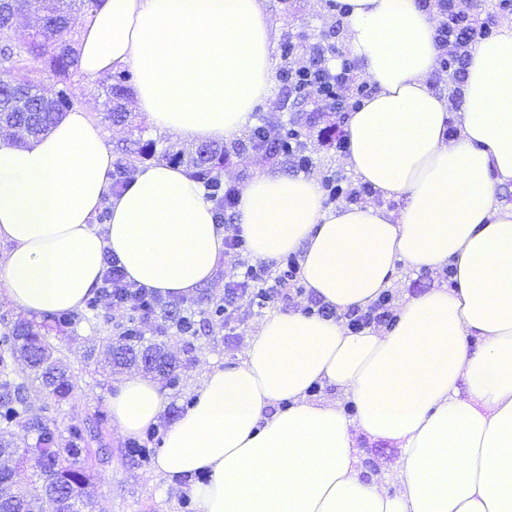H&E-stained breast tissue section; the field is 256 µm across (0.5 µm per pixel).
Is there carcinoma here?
Masks as SVG:
<instances>
[{
	"mask_svg": "<svg viewBox=\"0 0 512 512\" xmlns=\"http://www.w3.org/2000/svg\"><path fill=\"white\" fill-rule=\"evenodd\" d=\"M98 0H62L48 11H43L41 0H0V104L5 114L4 122L18 133L16 143L23 145L32 137L47 132L64 112L70 108L71 94L67 80L78 68L76 49L67 38L70 16L87 13L96 7ZM42 13L38 29L23 37L16 34L13 16L21 11ZM38 63L62 85L55 97L43 96L37 85L20 73L31 63ZM132 75L123 70L110 74L101 83L107 113L105 119L114 121L126 117L123 101L131 91ZM294 133L273 137L264 125L252 128L249 140L254 147L268 150L274 155H288V139ZM158 141L144 135L122 148L127 160H148L155 156ZM231 151L222 144H204L185 156L173 155L178 162H186L210 197L224 198L221 172ZM139 312L140 325L125 328L112 347L111 363L119 368H136L150 373L174 388L177 384L176 365L161 345L145 344L143 327L163 333L170 327L177 328L190 337L197 335L193 315L181 312L178 307L160 306L149 298L133 304ZM90 320L109 322L100 313L95 299L88 300L86 308L61 311L45 316L42 327L59 334L74 329ZM25 359L29 373L13 378L12 363L15 358ZM39 384L54 398H65L74 389L72 374L57 357L56 350L47 339L40 336L35 325L18 321L0 338V426L26 419L37 432L36 442H0V512H35L36 504L47 491L52 492L56 512H83L88 506L93 485L92 466L89 465L95 438L94 428L70 426L60 431L40 415L31 411L27 394L33 384ZM34 462L29 481L19 485L13 480L16 468Z\"/></svg>",
	"mask_w": 512,
	"mask_h": 512,
	"instance_id": "carcinoma-1",
	"label": "carcinoma"
}]
</instances>
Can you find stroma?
I'll return each mask as SVG.
<instances>
[{
  "mask_svg": "<svg viewBox=\"0 0 512 512\" xmlns=\"http://www.w3.org/2000/svg\"><path fill=\"white\" fill-rule=\"evenodd\" d=\"M274 28L272 54L273 71L281 73L291 66L309 64L317 51H324L331 66H339L350 57L347 31L343 19L336 15L330 0H262ZM128 119L123 123L106 124V144L109 149L126 145L139 133L158 139V151L170 153L183 149L182 141L149 125L143 113L137 112L133 100H126ZM255 123L264 124L271 133H279L290 125L301 134L306 152L313 161L308 178L321 181L323 175L334 172L348 181L356 176L344 153L325 142L328 127H342L345 115L333 110L330 103L316 98L294 101L281 80H274L270 95L260 103L253 114ZM238 151L232 152L224 166L228 174L225 187L240 188L255 172L275 168L286 174L294 169L284 157L273 158L249 144L247 135H239ZM445 271H416L404 263H397L393 274L391 294L394 301L405 296L419 295L446 284ZM311 296L295 285H287L281 296L265 307L241 298L235 304L236 329L227 336L220 318L205 320L197 338H189L169 329L157 336L169 356L177 364L180 385L167 390V405L150 430L136 436H121L108 420L107 399L115 385L125 377L124 372L110 369L107 364L116 335L103 326L82 325L76 331L63 335H49L59 355L74 376L75 388L71 396L55 400L45 392L33 388L28 393L34 411L55 422L57 426L99 424L100 433L95 441L102 455L94 456V503L92 512H183L182 502L187 496V478L171 480L154 471L153 461L130 462L127 451L132 442L147 448L159 447L164 433L185 412L194 389L200 384L207 367L225 361L239 360L248 340L272 314L288 310H307ZM361 477L375 479L388 491H395L394 478L400 456L397 446L386 440L360 439Z\"/></svg>",
  "mask_w": 512,
  "mask_h": 512,
  "instance_id": "35a3bbf8",
  "label": "stroma"
}]
</instances>
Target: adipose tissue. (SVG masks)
<instances>
[{
  "instance_id": "obj_1",
  "label": "adipose tissue",
  "mask_w": 512,
  "mask_h": 512,
  "mask_svg": "<svg viewBox=\"0 0 512 512\" xmlns=\"http://www.w3.org/2000/svg\"><path fill=\"white\" fill-rule=\"evenodd\" d=\"M336 5L374 87L344 121L349 163L405 205L327 207L314 180L262 172L242 184L236 222L254 258L298 254L306 290L340 314L387 291L399 261L452 267V284L407 298L386 330L271 315L241 361L205 373L155 471L190 477L198 512H512V203L499 197L512 183V26L474 43L453 116L428 83L434 12ZM77 40L87 79L129 70L137 111L186 142L239 135L273 80L261 0H100ZM112 168L84 107L23 145L0 134V293L27 315L81 308L108 252L166 298L194 295L223 264L224 230L191 171L147 164L116 188ZM318 386L349 408L312 400ZM165 405L139 375L108 398L124 435ZM360 435L400 448L396 494L361 479Z\"/></svg>"
}]
</instances>
